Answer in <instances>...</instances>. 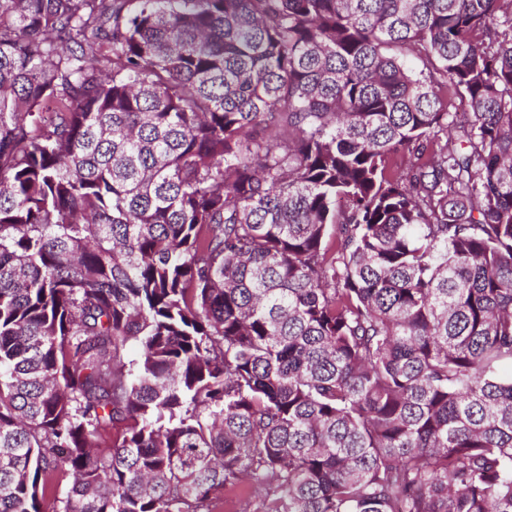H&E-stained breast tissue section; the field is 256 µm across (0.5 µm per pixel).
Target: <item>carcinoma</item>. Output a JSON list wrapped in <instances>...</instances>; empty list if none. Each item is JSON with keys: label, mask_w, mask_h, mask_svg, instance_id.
Returning <instances> with one entry per match:
<instances>
[{"label": "carcinoma", "mask_w": 512, "mask_h": 512, "mask_svg": "<svg viewBox=\"0 0 512 512\" xmlns=\"http://www.w3.org/2000/svg\"><path fill=\"white\" fill-rule=\"evenodd\" d=\"M504 363L512 0H0V512H512Z\"/></svg>", "instance_id": "obj_1"}]
</instances>
